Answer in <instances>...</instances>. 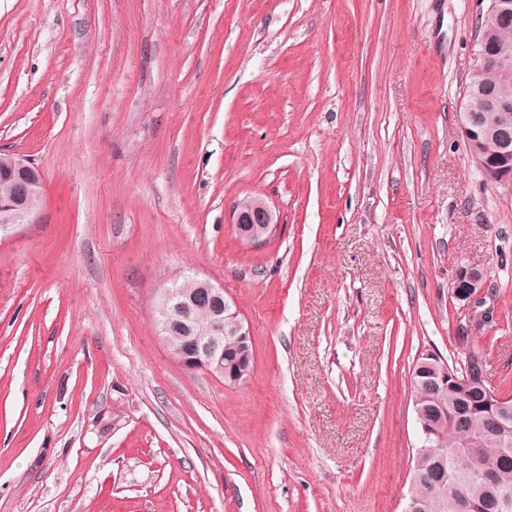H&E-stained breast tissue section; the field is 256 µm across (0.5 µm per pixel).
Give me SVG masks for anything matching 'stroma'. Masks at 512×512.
<instances>
[{"mask_svg": "<svg viewBox=\"0 0 512 512\" xmlns=\"http://www.w3.org/2000/svg\"><path fill=\"white\" fill-rule=\"evenodd\" d=\"M487 7L0 0V149L44 184L0 238V512H401L410 368L460 358L461 266L512 395V185L461 134ZM246 197L270 243L235 234ZM189 272L248 325L246 383L169 357ZM252 198L243 199L239 203L245 204L238 206L233 214V229L246 244H255L257 235V243H264L266 234L261 231L258 233V230H266L271 236L278 229L279 216L264 199ZM250 199L252 200L249 201ZM489 280V272L484 267L478 266H463L460 268L456 279L453 282V294L459 301L467 302L471 306L474 317H483L484 313H477L476 308L479 307L483 301H476L478 298L482 299L481 295L485 293L487 283ZM473 301V305L471 302Z\"/></svg>", "mask_w": 512, "mask_h": 512, "instance_id": "stroma-1", "label": "stroma"}]
</instances>
